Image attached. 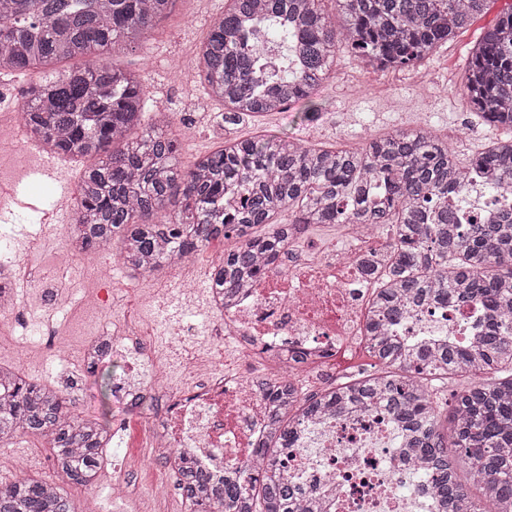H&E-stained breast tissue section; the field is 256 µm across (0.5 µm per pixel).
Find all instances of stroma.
Segmentation results:
<instances>
[{"label": "stroma", "mask_w": 512, "mask_h": 512, "mask_svg": "<svg viewBox=\"0 0 512 512\" xmlns=\"http://www.w3.org/2000/svg\"><path fill=\"white\" fill-rule=\"evenodd\" d=\"M505 2L492 0L487 10L454 40L413 69L365 71L348 56H340L338 75L321 89L320 114L312 121L306 120V108L300 104L275 116L247 119L235 125L220 122L224 106L218 101L210 102L207 115L191 111L190 101L198 88L171 78L170 69L181 61L194 63L196 48L209 30L207 16L222 12L225 0H175L171 13L159 21L155 33L148 35L143 50L127 52L117 62L145 76L150 108L186 115L195 122L194 144L180 154V163L185 167L196 155L216 149L228 137L247 139L285 132L313 146L355 150L364 145L368 136L423 124L453 134L451 147L465 162L497 135L495 129L473 116L463 92V74L482 29L494 22ZM4 232L14 239L27 236L30 245L22 249L23 258L50 270L52 251L61 240L60 230L40 223L35 212L22 209L15 224L5 227ZM163 468L148 448H127L117 460H106L97 486L105 512H130L125 501L110 496L113 477L143 482L161 474ZM20 475L59 481L50 451L42 440L18 435L9 441L7 450H0V483H9Z\"/></svg>", "instance_id": "1"}]
</instances>
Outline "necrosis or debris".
Returning <instances> with one entry per match:
<instances>
[{
    "label": "necrosis or debris",
    "mask_w": 512,
    "mask_h": 512,
    "mask_svg": "<svg viewBox=\"0 0 512 512\" xmlns=\"http://www.w3.org/2000/svg\"><path fill=\"white\" fill-rule=\"evenodd\" d=\"M348 245L340 253L310 252L300 243L307 226L288 229V243L262 278L224 295L209 280L193 277L195 259L162 266L154 277L129 274L132 289H150L152 297H190L204 302L176 313L160 311L153 332H145L137 316L120 323L104 321L79 350L80 361L97 360L98 349L127 364L130 373L112 384L114 401L134 409L154 405L148 420H117L112 445L141 441L166 464L165 474L149 490L122 478L112 493L129 503L144 496L166 498L178 483V461L190 462L209 475L213 492H223L224 476L252 463L271 423L268 403L256 382L266 365H276L300 381L333 371L337 355L366 344V320L373 277L360 265L365 255L385 241L362 225L344 227ZM99 275V268L61 244L51 274H43L20 258L0 263V315L16 316L29 289L53 283L57 290L51 313L67 310L68 283L75 270ZM481 311L473 305L446 310L427 308L410 315L397 330L406 342L436 339L465 342L479 332ZM232 344L239 353L235 367L208 364L200 380L175 384L165 367H154L147 379L133 375L139 362L153 359L155 339L178 349L198 334ZM283 466L301 489L310 512H438L430 480L409 464L402 436L383 408H347L303 425Z\"/></svg>",
    "instance_id": "1"
}]
</instances>
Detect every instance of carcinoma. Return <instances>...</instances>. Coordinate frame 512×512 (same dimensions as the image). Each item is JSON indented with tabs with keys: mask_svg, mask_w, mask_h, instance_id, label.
Masks as SVG:
<instances>
[{
	"mask_svg": "<svg viewBox=\"0 0 512 512\" xmlns=\"http://www.w3.org/2000/svg\"><path fill=\"white\" fill-rule=\"evenodd\" d=\"M173 0H0V71L38 73L20 120L45 152L84 159L69 231L76 251L113 246L122 264L146 276L161 264L233 238L218 288H239L264 273L261 260L294 224H368L391 230L368 316L375 372L324 389L299 391L286 377L262 382L272 423L258 455L259 476L242 466L224 480L222 500L208 480L178 464L191 512H308L280 461L300 424L345 406L381 404L406 432L411 462L432 476L441 512H512V208L482 223H459L467 182L512 197V5L470 58L465 94L474 114L508 134L461 164L427 128L400 129L357 150L304 146L287 135L227 138L179 165L181 144L167 112L145 117L141 76L112 62L155 29ZM341 23L321 0H231L202 42L207 95L235 123L317 95L336 52L385 70L426 58L480 15L490 0H335ZM263 17L291 39L290 65L260 63L252 22ZM85 58L82 67L58 64ZM180 208L169 212L171 202ZM264 227L257 235L254 229ZM424 303L480 306L485 320L471 344L409 348L392 326ZM466 379L446 398L448 382ZM18 433L46 440L56 470L91 486L110 437L105 420L74 414L64 393L18 368L0 365V441ZM0 512H75L57 485L21 477L0 485Z\"/></svg>",
	"mask_w": 512,
	"mask_h": 512,
	"instance_id": "carcinoma-1",
	"label": "carcinoma"
}]
</instances>
